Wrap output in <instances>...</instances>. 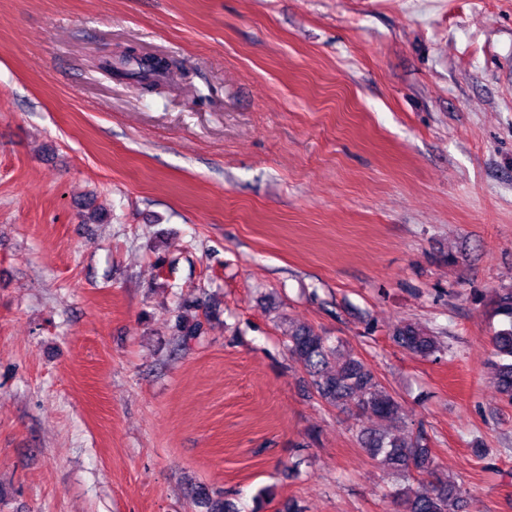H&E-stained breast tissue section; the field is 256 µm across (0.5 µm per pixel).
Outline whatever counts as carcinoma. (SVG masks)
Listing matches in <instances>:
<instances>
[{"label":"carcinoma","instance_id":"1","mask_svg":"<svg viewBox=\"0 0 512 512\" xmlns=\"http://www.w3.org/2000/svg\"><path fill=\"white\" fill-rule=\"evenodd\" d=\"M101 68L110 75L133 80L143 88L152 87L165 76L163 68L144 65L140 59L120 55L105 60ZM495 316L504 322L491 337L497 361V389L512 404V285L496 291L491 304ZM394 342L407 352L423 359H436L445 351L435 333L412 323H401L393 329ZM288 353L310 376L318 397L326 404L373 416L389 424L401 422L402 405L382 387L373 371L358 356L343 354L328 345V337L315 329L300 326L288 331ZM361 448L379 460L387 474L396 479L392 496L404 504L405 512H457L466 488L438 473L426 432L419 428L411 437H401L363 427L357 434ZM429 479L425 492L413 488V482ZM199 496L207 512H238L234 502L212 498L202 490Z\"/></svg>","mask_w":512,"mask_h":512}]
</instances>
